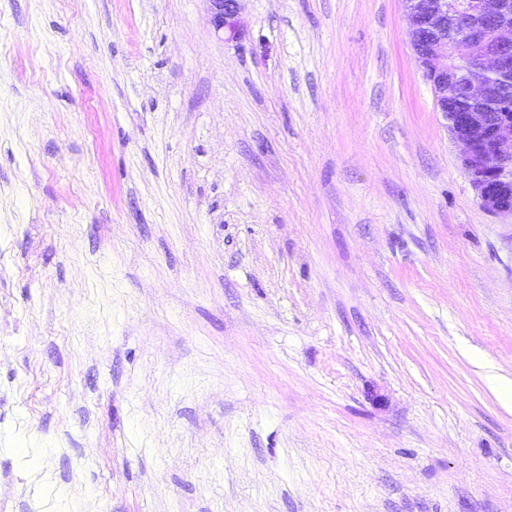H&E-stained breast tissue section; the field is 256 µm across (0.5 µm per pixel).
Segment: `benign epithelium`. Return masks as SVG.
Masks as SVG:
<instances>
[{"label": "benign epithelium", "instance_id": "1", "mask_svg": "<svg viewBox=\"0 0 512 512\" xmlns=\"http://www.w3.org/2000/svg\"><path fill=\"white\" fill-rule=\"evenodd\" d=\"M210 23L238 32L237 0H207ZM409 43L429 75L436 110L463 146L462 165L481 205L512 215V114L487 112L488 99L507 103L495 78L512 77V0H403ZM456 84L468 107L448 111V86Z\"/></svg>", "mask_w": 512, "mask_h": 512}]
</instances>
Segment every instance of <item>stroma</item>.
Here are the masks:
<instances>
[{"label":"stroma","mask_w":512,"mask_h":512,"mask_svg":"<svg viewBox=\"0 0 512 512\" xmlns=\"http://www.w3.org/2000/svg\"><path fill=\"white\" fill-rule=\"evenodd\" d=\"M0 0L9 512H512V216L401 0ZM238 0H207L209 2L210 23L220 31L226 30L234 37L238 32L235 20Z\"/></svg>","instance_id":"1"}]
</instances>
